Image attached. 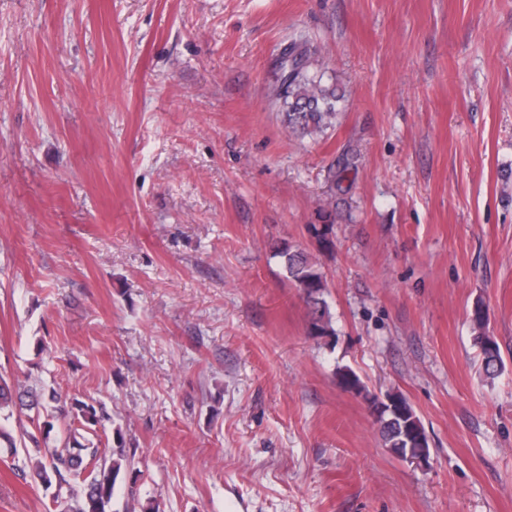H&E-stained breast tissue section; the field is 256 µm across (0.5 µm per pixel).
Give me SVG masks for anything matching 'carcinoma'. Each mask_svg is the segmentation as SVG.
Returning a JSON list of instances; mask_svg holds the SVG:
<instances>
[{"mask_svg": "<svg viewBox=\"0 0 512 512\" xmlns=\"http://www.w3.org/2000/svg\"><path fill=\"white\" fill-rule=\"evenodd\" d=\"M282 74L276 92L284 108L288 131L295 134L322 132L334 125L337 104L342 96L333 84L324 80L325 72L319 60L312 57L310 40L294 39L281 51ZM275 255L282 260L287 278L301 292L308 310V335L315 338L335 335L328 303L325 299L327 277L320 264L306 251L290 245L274 246ZM472 321L478 330L475 344L480 350L485 373L493 378L504 365L498 343L486 333V316L481 306H476ZM340 387L356 394L364 390L359 377L348 369L337 372ZM385 397L406 415L413 435H402L398 422L378 424L384 447L395 457L405 448H428L430 442L425 428L407 399L396 392ZM35 411L34 418H44L43 424L53 428L52 420L68 418V440L61 448H46L41 459L32 465V479L46 490L54 489L52 502L62 506L61 512H107L117 483L128 484L123 512H144L137 496L136 485L141 470L135 461L136 452L126 448L121 429L114 431V445L103 450L94 446L92 436L95 426L108 420L101 408L88 404L77 395H62L56 389L20 390L0 375V442L18 452L28 451L24 436L17 440L6 423L14 409ZM86 471L84 486L76 491L69 486L68 476Z\"/></svg>", "mask_w": 512, "mask_h": 512, "instance_id": "obj_1", "label": "carcinoma"}]
</instances>
